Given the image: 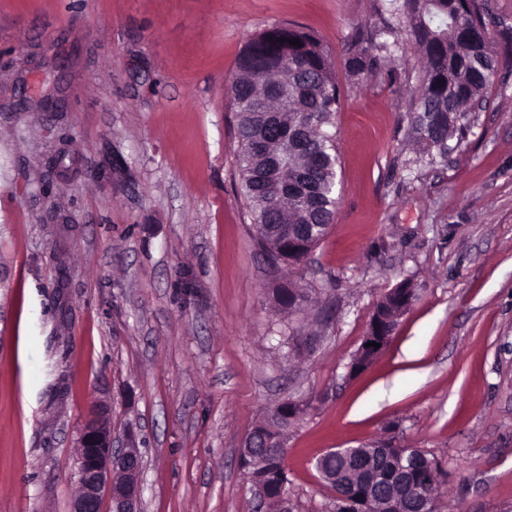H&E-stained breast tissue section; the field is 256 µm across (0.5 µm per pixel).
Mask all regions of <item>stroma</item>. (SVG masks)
Wrapping results in <instances>:
<instances>
[{
	"instance_id": "obj_1",
	"label": "stroma",
	"mask_w": 512,
	"mask_h": 512,
	"mask_svg": "<svg viewBox=\"0 0 512 512\" xmlns=\"http://www.w3.org/2000/svg\"><path fill=\"white\" fill-rule=\"evenodd\" d=\"M376 0H0V512H70L89 408L145 469L143 512H257L239 448L293 399L288 495L332 512L327 449L442 469L441 512H512V61L427 164L408 34L344 63ZM288 22L332 56L341 195L300 268L271 270L236 191L229 85ZM416 290L349 366L381 297ZM290 282L311 303L276 309ZM397 323L390 327L387 320L381 316L376 307L375 312L370 320L366 336L361 347L357 351L354 360L350 365V375L360 373L361 370L368 367L373 360L384 350L396 329ZM376 342L380 343V347L375 349L373 346L365 347V344Z\"/></svg>"
}]
</instances>
